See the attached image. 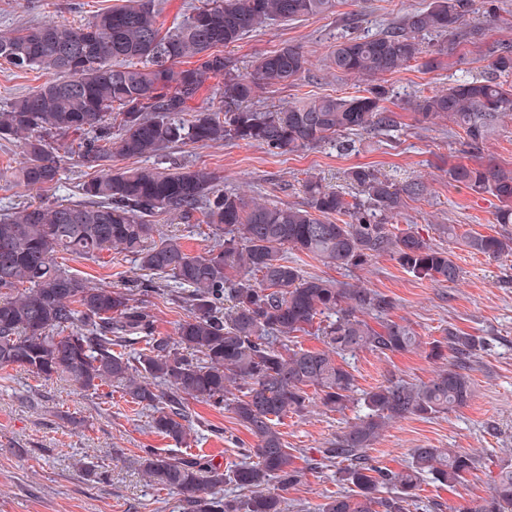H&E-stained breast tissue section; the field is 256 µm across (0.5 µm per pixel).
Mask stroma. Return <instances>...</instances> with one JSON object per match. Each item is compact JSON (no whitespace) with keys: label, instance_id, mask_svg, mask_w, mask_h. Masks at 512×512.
<instances>
[{"label":"stroma","instance_id":"1","mask_svg":"<svg viewBox=\"0 0 512 512\" xmlns=\"http://www.w3.org/2000/svg\"><path fill=\"white\" fill-rule=\"evenodd\" d=\"M119 0H0V33L48 21L82 24ZM430 0H343L337 13L317 19L275 21L248 33L224 54L239 73L251 72L259 55L283 43L300 45L309 71L296 84L263 90L258 107L285 105L304 97L350 96L369 87L367 80L330 74L326 58L341 37L378 35L384 24L404 10L422 8ZM462 58L431 71L422 64L387 79L386 107L397 115L391 130L356 136L352 152L335 144L293 153L273 154L266 148L230 141L220 145L186 144L159 157L124 160L127 168L157 164L203 167L221 176L227 190L278 205L302 202L307 176L349 190L346 172L368 166L396 183L423 181L427 194L408 202L399 228L411 227L432 244L448 249L462 275L453 284L421 279L405 271L392 257L381 255L360 268L337 269L303 254L294 260L304 275L329 277L388 295L392 320L409 325L421 340L418 349L382 355L368 350L350 358L359 392L389 380L429 381L439 361L429 358L431 342L454 328L477 336L481 346L467 362L473 385L467 406L429 419L411 416L392 423L370 449L375 465L401 469L414 448H458L475 459L474 469L455 489L429 483L421 499L439 503L443 512H458L470 500L486 496L498 464L512 460V257L493 260L472 249L471 236L493 235L497 201L486 193L449 185L448 167L463 160L458 137L447 122L430 129L417 126L407 102L419 92L442 90L463 75L479 76L485 62L473 44H465ZM83 173L68 163L57 191L45 192L0 177V214L31 203L77 198ZM451 224L452 237L433 231ZM68 269L93 284L115 286L144 278L133 257L112 260L66 258ZM192 427L188 443L177 444L153 431L147 411L131 403L121 389L105 387L82 392L56 377L46 381L13 368H0V512H182L176 491L146 482L139 471L142 449L168 455H202L215 463L240 462L253 436L228 410L190 402ZM359 414L356 404L330 411L312 403L303 416L291 415L280 426L295 463L303 467L301 481L283 496L288 512H314L326 497L348 492L336 467L307 468V458L328 447Z\"/></svg>","mask_w":512,"mask_h":512}]
</instances>
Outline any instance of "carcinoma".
Listing matches in <instances>:
<instances>
[{
	"label": "carcinoma",
	"mask_w": 512,
	"mask_h": 512,
	"mask_svg": "<svg viewBox=\"0 0 512 512\" xmlns=\"http://www.w3.org/2000/svg\"><path fill=\"white\" fill-rule=\"evenodd\" d=\"M339 0H198L173 29L162 32L155 0H124L86 23L50 22L0 35V61L48 80L0 108V140L15 142L22 160L17 182L58 189L66 162L76 159L88 180L81 198L19 208L0 218V367L50 380L63 375L80 390L116 386L151 412V426L182 444L190 437V400L231 411L255 439L248 460L226 469L201 455L142 450L143 477L173 488L186 512H286L284 498L266 491L298 483L303 472L278 429L303 415L314 399L330 411L355 400L356 379L345 356L417 349L419 337L387 318L382 293L332 278L306 276L288 251L336 268H360L388 254L405 270L434 282L455 283L461 268L448 250L410 228L394 231L406 200L427 191L421 181L397 185L366 166L348 170L359 191L351 199L315 176L303 183L301 206L245 201L205 168L140 166L115 169L116 159L157 155L187 142L257 143L273 153L299 152L334 140L352 150L350 136L396 124L381 80L406 69L436 40L424 66L436 69L462 43H479L489 75L457 81L409 101L415 122L428 129L448 120L463 134L464 153L496 135L512 112V45L486 40L470 26L474 0H431L406 10L374 38L338 43L327 67L372 82L367 94L311 97L253 107L259 90L301 80L307 58L295 44L260 55L248 74L217 51L271 21L331 14ZM486 22L512 29V12L485 0ZM210 78L222 80L224 111L192 106ZM119 133L112 135V125ZM448 184L487 193L498 202L496 223L512 224V167L457 162ZM204 216L215 245L191 252L176 233L149 217ZM470 246L492 258L512 257V233L478 235ZM133 255L158 280L118 288L91 284L59 262L64 255ZM171 296L188 313L172 336L154 335L143 293ZM374 316L377 326L366 317ZM316 327L323 348L292 344ZM145 339L134 355L114 351ZM474 336L450 331L431 353L448 358L429 382H389L360 398L363 415L320 448L338 465L350 492L332 496L317 512H410L427 483L453 488L474 467L456 448H415L405 467L385 471L367 450L394 421L431 418L467 406L471 381L464 362ZM448 354H443V350ZM229 483L250 495L224 492ZM385 492L380 496L379 492ZM463 512H512V462L499 466L487 497Z\"/></svg>",
	"instance_id": "cac0c4a2"
}]
</instances>
